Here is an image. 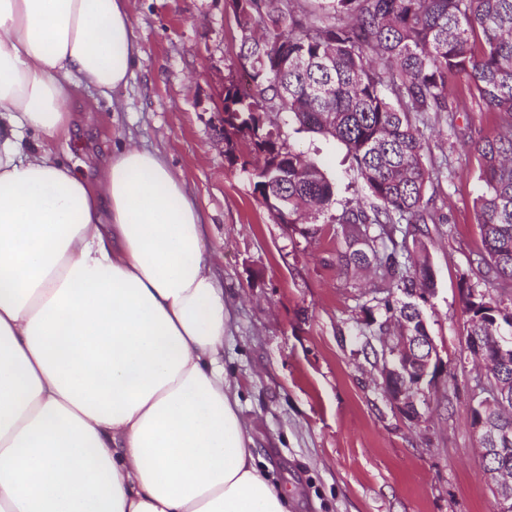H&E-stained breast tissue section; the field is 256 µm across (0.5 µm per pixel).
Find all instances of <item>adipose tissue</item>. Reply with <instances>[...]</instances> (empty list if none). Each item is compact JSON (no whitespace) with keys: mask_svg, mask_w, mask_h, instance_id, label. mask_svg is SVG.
<instances>
[{"mask_svg":"<svg viewBox=\"0 0 512 512\" xmlns=\"http://www.w3.org/2000/svg\"><path fill=\"white\" fill-rule=\"evenodd\" d=\"M138 54L127 0H0V512H289L184 183L132 142L93 183L54 152L71 89Z\"/></svg>","mask_w":512,"mask_h":512,"instance_id":"adipose-tissue-1","label":"adipose tissue"}]
</instances>
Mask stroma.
<instances>
[{"label": "stroma", "instance_id": "stroma-1", "mask_svg": "<svg viewBox=\"0 0 512 512\" xmlns=\"http://www.w3.org/2000/svg\"><path fill=\"white\" fill-rule=\"evenodd\" d=\"M128 8L141 48L128 83L111 105L74 90L68 106L79 122L56 154L92 179L103 153L130 139L163 154L185 183L210 225L230 311L224 369L257 466L288 490L291 512H494L471 426L472 394L487 376L467 349L465 296L467 286H484L473 143L499 129L498 117L470 98L455 132L426 130L441 168L434 205L446 221L423 227L435 289L421 308L444 367L411 420L386 399L362 336L384 314L372 276L339 272L335 225L310 237L276 223L255 200L250 172L224 152V80L240 64L225 0H128ZM279 130L334 182L338 204L362 196L343 145L284 120Z\"/></svg>", "mask_w": 512, "mask_h": 512}]
</instances>
